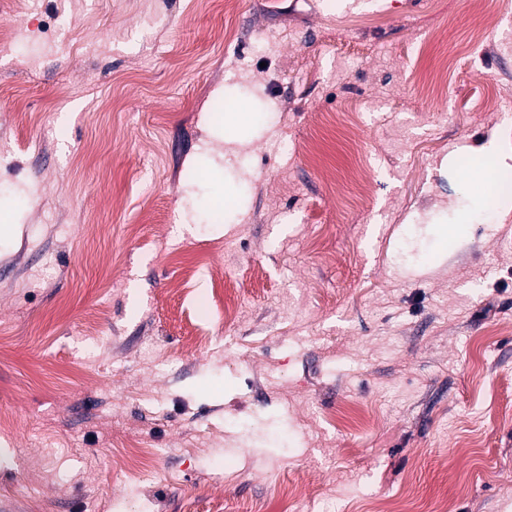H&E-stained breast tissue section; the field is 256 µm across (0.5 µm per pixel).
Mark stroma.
Returning <instances> with one entry per match:
<instances>
[{"instance_id": "35a3bbf8", "label": "stroma", "mask_w": 512, "mask_h": 512, "mask_svg": "<svg viewBox=\"0 0 512 512\" xmlns=\"http://www.w3.org/2000/svg\"><path fill=\"white\" fill-rule=\"evenodd\" d=\"M348 3L0 0V512H512V0Z\"/></svg>"}]
</instances>
